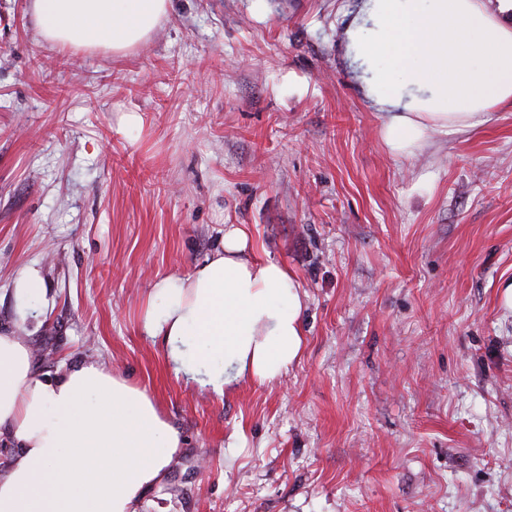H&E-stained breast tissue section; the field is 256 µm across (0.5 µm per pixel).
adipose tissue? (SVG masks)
<instances>
[{"instance_id": "obj_1", "label": "adipose tissue", "mask_w": 512, "mask_h": 512, "mask_svg": "<svg viewBox=\"0 0 512 512\" xmlns=\"http://www.w3.org/2000/svg\"><path fill=\"white\" fill-rule=\"evenodd\" d=\"M169 0H29L43 40L120 55L150 38ZM512 0H358L347 55L397 156L430 132L454 135L512 105ZM294 274L259 257L242 224L186 275L151 289L141 331L162 341L176 378L224 395L271 380L304 350ZM19 448L0 473V512H136L181 446L148 393L101 363L38 376L22 336L0 332V437Z\"/></svg>"}]
</instances>
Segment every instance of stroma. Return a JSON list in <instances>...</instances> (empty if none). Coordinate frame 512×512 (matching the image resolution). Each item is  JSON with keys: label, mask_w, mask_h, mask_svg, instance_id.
<instances>
[{"label": "stroma", "mask_w": 512, "mask_h": 512, "mask_svg": "<svg viewBox=\"0 0 512 512\" xmlns=\"http://www.w3.org/2000/svg\"><path fill=\"white\" fill-rule=\"evenodd\" d=\"M345 4L171 0L115 55L0 0V332L39 372L92 358L154 397L183 443L137 512H512V106L391 154ZM228 224L295 274L306 346L218 396L139 323ZM43 281L36 268L25 270L20 276L15 288L16 299L21 304H27L31 300L44 295Z\"/></svg>", "instance_id": "1"}]
</instances>
